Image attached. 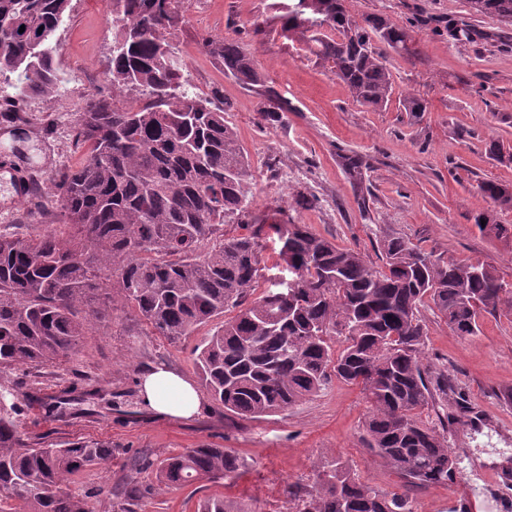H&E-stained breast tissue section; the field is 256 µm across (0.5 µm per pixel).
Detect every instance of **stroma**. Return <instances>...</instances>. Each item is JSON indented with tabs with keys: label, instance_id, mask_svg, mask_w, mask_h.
<instances>
[{
	"label": "stroma",
	"instance_id": "35a3bbf8",
	"mask_svg": "<svg viewBox=\"0 0 512 512\" xmlns=\"http://www.w3.org/2000/svg\"><path fill=\"white\" fill-rule=\"evenodd\" d=\"M277 0H189L190 22L172 42L200 96L225 103L226 115L251 169L245 213L226 220L225 237L264 225V263L281 274L282 246L275 227L305 224L338 247L361 250L378 261L377 241L403 237L444 258L479 260L512 283V237L479 231L473 217L492 209L479 190L491 180L512 188V163L491 157L498 142L512 152V25L474 16L468 0H347L355 18L383 14L410 26L419 57L389 53L393 90L386 107L355 102L347 87L319 60L307 38L283 33ZM112 0H72L56 32L55 61L64 82L48 96L13 104L16 77L0 75V110L27 115V138L0 120V172L26 169L39 186L25 198L0 192V232L43 231L41 214L50 208L52 180L83 155L73 146L74 125L93 95L109 90ZM467 21L481 32L476 42L449 38V23ZM235 38L254 53L267 86L288 99L292 110L280 123L261 117L266 100L225 76L204 40ZM425 100L426 111L409 112L407 95ZM363 159L361 178H351L343 155ZM314 195L319 206H299ZM495 210V209H492ZM512 225V208L495 210ZM425 361L447 372L466 393L479 416H460L449 443L461 457L457 482L414 491V512H512V487L500 479L512 456V302L483 315L481 331L460 336L441 320L432 303ZM198 336L173 344L152 335L130 309L119 307L112 321L92 329L71 359L15 369L18 416L23 432L49 443L101 440L112 445L103 467L73 476L70 491L92 495L106 486L111 504L125 507L127 475H136L145 494L135 512H197L198 503L221 496L245 512H295L289 488L312 484L318 470L349 466L374 489L400 491L397 475L365 448L368 413L358 386L335 379L288 411L260 420L225 414L214 401L191 419L158 417L137 398V382L149 368L165 365L196 378ZM234 449L239 470L220 482L200 479L182 487L159 485L135 459L157 461L203 443Z\"/></svg>",
	"mask_w": 512,
	"mask_h": 512
}]
</instances>
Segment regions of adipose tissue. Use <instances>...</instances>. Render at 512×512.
<instances>
[{
    "label": "adipose tissue",
    "mask_w": 512,
    "mask_h": 512,
    "mask_svg": "<svg viewBox=\"0 0 512 512\" xmlns=\"http://www.w3.org/2000/svg\"><path fill=\"white\" fill-rule=\"evenodd\" d=\"M138 386L141 405L163 416L190 418L205 408L194 383L163 365L143 375Z\"/></svg>",
    "instance_id": "adipose-tissue-1"
}]
</instances>
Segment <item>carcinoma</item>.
<instances>
[{"instance_id": "1", "label": "carcinoma", "mask_w": 512, "mask_h": 512, "mask_svg": "<svg viewBox=\"0 0 512 512\" xmlns=\"http://www.w3.org/2000/svg\"><path fill=\"white\" fill-rule=\"evenodd\" d=\"M308 12L334 36L315 39L316 56L333 65L352 97L374 109L387 104L392 74L385 51L415 54L412 30L382 15L359 23L336 0H308ZM473 14L512 23V0H469ZM71 0H0V74L20 72L17 101L51 94L57 69L50 40ZM189 22L186 0H112V96L96 95L80 113L74 145L85 158L54 180L70 234L0 232V512H95L67 491L69 478L112 458L103 441L31 443L20 431L11 371L69 359L92 326L112 320L114 306L135 310L170 343L214 319L224 321L196 347L201 386L224 412L262 419L322 390L331 378L358 385L369 415L367 450L400 478L403 492L386 493L338 463L317 472L307 488L289 490L296 512H414L410 493L462 476L448 442V423L427 426L420 413L453 403L472 412L448 373L423 365L424 300L461 336H475L485 313H495L512 283L480 262L444 261L401 237L379 240L382 264L341 248L304 224H283L280 255L293 275L289 297L257 292L262 227L221 240L227 217L247 204L249 162L224 106L189 90L170 36ZM24 32H19L20 26ZM457 41L480 33L462 23ZM205 48L224 74L257 88L254 58L235 39ZM136 94L138 106L117 97ZM266 122H281L287 100L265 91ZM481 194L512 206L506 187L487 181ZM503 237L505 224L482 225ZM232 316H226V313ZM343 347L335 348L336 337ZM241 466L231 448L201 444L168 456L156 479L181 487L203 477L222 480ZM197 512H244L222 496L203 499Z\"/></svg>"}]
</instances>
